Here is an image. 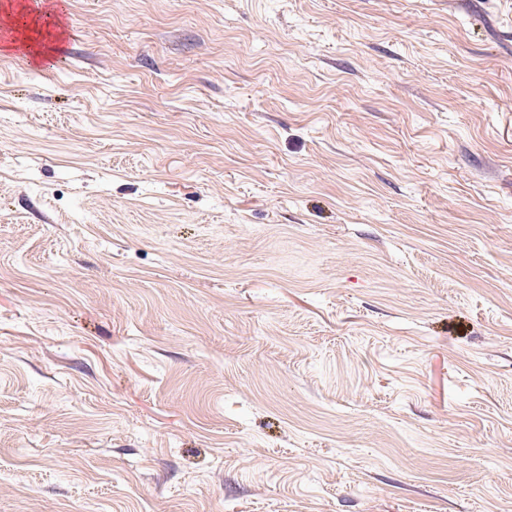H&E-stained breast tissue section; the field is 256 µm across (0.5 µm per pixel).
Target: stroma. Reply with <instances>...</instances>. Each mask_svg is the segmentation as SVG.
<instances>
[{"label":"stroma","instance_id":"obj_1","mask_svg":"<svg viewBox=\"0 0 512 512\" xmlns=\"http://www.w3.org/2000/svg\"><path fill=\"white\" fill-rule=\"evenodd\" d=\"M0 48V512H512V0H69Z\"/></svg>","mask_w":512,"mask_h":512}]
</instances>
